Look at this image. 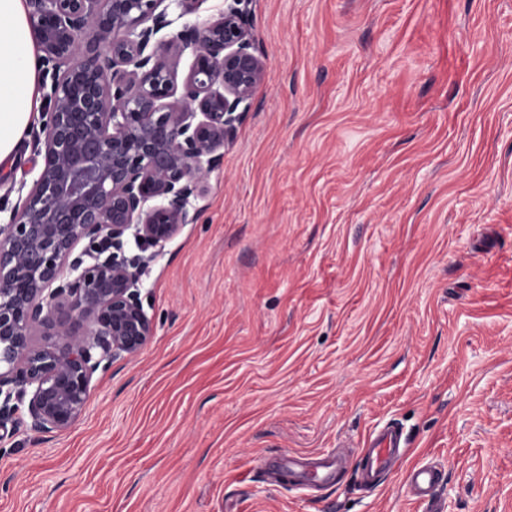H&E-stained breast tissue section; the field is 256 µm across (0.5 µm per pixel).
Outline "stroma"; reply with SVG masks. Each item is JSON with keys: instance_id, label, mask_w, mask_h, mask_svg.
Returning a JSON list of instances; mask_svg holds the SVG:
<instances>
[{"instance_id": "obj_1", "label": "stroma", "mask_w": 512, "mask_h": 512, "mask_svg": "<svg viewBox=\"0 0 512 512\" xmlns=\"http://www.w3.org/2000/svg\"><path fill=\"white\" fill-rule=\"evenodd\" d=\"M266 65L153 325L66 431L0 429V512H512V0H249ZM31 126L0 208L43 165ZM402 427L371 490L365 440ZM348 456L332 485L269 459ZM445 471L429 465H419L411 468L406 476L407 493L422 502H431L435 491L444 482Z\"/></svg>"}]
</instances>
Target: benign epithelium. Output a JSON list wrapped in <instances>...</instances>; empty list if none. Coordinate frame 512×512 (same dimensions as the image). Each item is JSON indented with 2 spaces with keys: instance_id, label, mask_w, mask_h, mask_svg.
<instances>
[{
  "instance_id": "7a95c632",
  "label": "benign epithelium",
  "mask_w": 512,
  "mask_h": 512,
  "mask_svg": "<svg viewBox=\"0 0 512 512\" xmlns=\"http://www.w3.org/2000/svg\"><path fill=\"white\" fill-rule=\"evenodd\" d=\"M204 2L27 0L51 84L44 165L0 224V427L27 416L36 432L70 428L101 364L152 336L139 281L157 253L143 252L197 223L193 200L266 77L247 0L157 38Z\"/></svg>"
}]
</instances>
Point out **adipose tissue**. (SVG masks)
I'll use <instances>...</instances> for the list:
<instances>
[{
	"mask_svg": "<svg viewBox=\"0 0 512 512\" xmlns=\"http://www.w3.org/2000/svg\"><path fill=\"white\" fill-rule=\"evenodd\" d=\"M41 52L26 0H0V164L15 155L42 107Z\"/></svg>",
	"mask_w": 512,
	"mask_h": 512,
	"instance_id": "adipose-tissue-1",
	"label": "adipose tissue"
}]
</instances>
